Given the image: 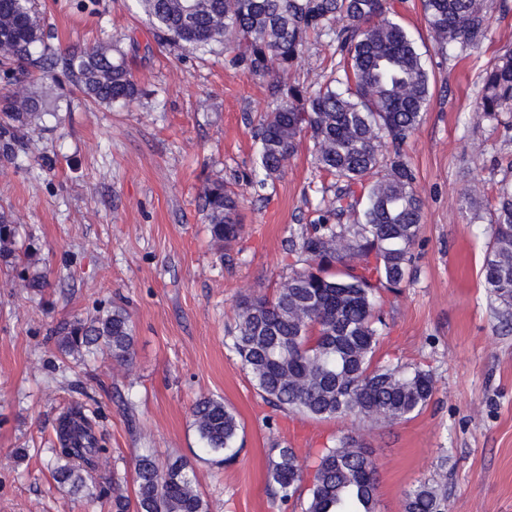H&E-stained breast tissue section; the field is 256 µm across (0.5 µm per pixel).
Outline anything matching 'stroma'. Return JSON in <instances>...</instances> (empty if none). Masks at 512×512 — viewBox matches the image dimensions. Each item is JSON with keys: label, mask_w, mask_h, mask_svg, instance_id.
I'll return each instance as SVG.
<instances>
[{"label": "stroma", "mask_w": 512, "mask_h": 512, "mask_svg": "<svg viewBox=\"0 0 512 512\" xmlns=\"http://www.w3.org/2000/svg\"><path fill=\"white\" fill-rule=\"evenodd\" d=\"M37 7L53 46L117 45L145 95L105 107L72 85L37 82L56 114L26 155L0 157V208L13 214L33 260L46 262L51 283L30 294L16 273L0 271V512H109L53 477L52 424L84 399L108 448L100 475L120 477L129 492L137 456L161 464L179 456L209 512H300L266 492L270 448L313 458L345 434L373 452L379 512H403L424 481L445 492L448 512H512V331L492 315L480 277L490 218H475L463 197L472 181L492 194L512 174V124L474 114L483 69L512 50V10L494 12L479 49L444 54L422 0L397 5L426 59L432 102L404 147L423 199L414 271L384 309L391 332L377 357L431 371L436 391L417 417L367 427L351 416L323 421L272 408L226 345L238 300L272 293L288 277L289 239L336 192L305 140L278 179L247 186L258 119L279 105L278 94L223 52L159 46L132 0ZM341 59L328 38L313 37L278 79L314 89ZM216 176L244 191L243 235L224 249L211 240L199 198ZM115 302L135 326L131 367L102 354L78 361L48 339L55 323ZM209 396L223 398L243 429L241 453L223 465L203 452L192 424V404Z\"/></svg>", "instance_id": "1"}]
</instances>
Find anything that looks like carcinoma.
<instances>
[{"instance_id":"cac0c4a2","label":"carcinoma","mask_w":512,"mask_h":512,"mask_svg":"<svg viewBox=\"0 0 512 512\" xmlns=\"http://www.w3.org/2000/svg\"><path fill=\"white\" fill-rule=\"evenodd\" d=\"M156 39L208 52L224 45L228 64L255 80H269L298 58L311 33L333 36L344 54L342 69L316 90L289 88L281 104L259 122L256 184L279 177L306 138L318 169L340 183L333 200L302 230L289 252L292 271L270 295L237 302L229 346L272 406L317 420L355 416L370 426L418 415L435 392L428 370L376 359L389 334L383 293H398L412 270L423 204L403 145L427 112L430 80L422 53L386 0H133ZM438 49L477 48L495 9L507 0H423ZM0 66L8 82L16 72L63 76L92 101L124 105L143 96L116 48H54L44 41L36 0H0ZM475 115L499 120L512 110V53L484 69ZM50 111L29 88L4 96L0 156L26 152L30 135ZM465 195L486 203L494 224L481 268L489 308L512 328V184L504 180L488 199L472 183ZM212 241L229 247L243 234V195L209 179L200 192ZM13 215L0 211V262L19 265L22 244ZM21 286L39 294L49 272H18ZM64 355L105 354L126 368L134 358L135 330L119 304L49 331ZM206 450L238 455L241 431L224 400L204 397L191 407ZM97 410L76 402L56 419L54 479L75 495L107 501L112 512H207L194 471L180 457L164 466L141 455L135 463V496L115 477L97 484L108 449L98 436ZM306 457L296 448H273L269 494L299 502L301 512H378V479L372 451L346 435L323 448L306 491ZM404 512H447L444 495L423 484L405 498Z\"/></svg>"}]
</instances>
